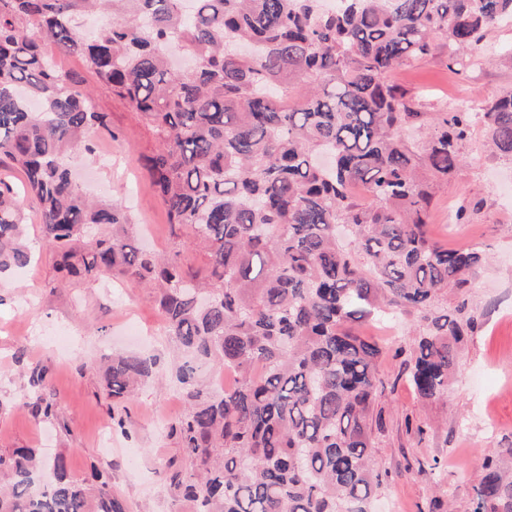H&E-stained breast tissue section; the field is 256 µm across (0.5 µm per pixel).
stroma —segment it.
I'll return each mask as SVG.
<instances>
[{
    "instance_id": "obj_1",
    "label": "stroma",
    "mask_w": 512,
    "mask_h": 512,
    "mask_svg": "<svg viewBox=\"0 0 512 512\" xmlns=\"http://www.w3.org/2000/svg\"><path fill=\"white\" fill-rule=\"evenodd\" d=\"M512 47V27L487 35L476 64L455 73L448 68V47L389 71L387 82L404 88L418 111L441 112L457 97L487 100L512 91V67L501 58ZM56 67L81 74L98 111L107 113L109 130L89 134V150L68 158L87 193L121 198L131 229L154 251L168 253L172 237L164 205L154 192L142 158L156 142L125 104L89 71L79 56L49 49ZM0 179L19 194L24 211L25 244L34 261L0 275V455L31 448L46 460L61 457L72 478L85 481L102 473L127 512H191L188 502L169 490L165 471L181 462L182 450L167 433V423L186 408L175 383L147 382L123 407L113 408L103 393V360L112 352H139L168 368L173 355L154 290L127 277L60 282L54 256L43 246L35 201L22 191V177L0 168ZM512 183V162L496 157L475 129L464 149V166L438 195L429 222L434 238L452 247L470 241L485 244L491 255L472 279L478 328L464 343L459 373L444 401L424 402L404 373L399 348L416 338L410 319H399L396 335L384 324L364 327L383 341L379 370L388 384L380 405L384 429L375 453L393 479L378 512H426L435 487L419 465L439 463L444 479L458 490L460 512L477 481L482 449L512 445V393L496 384H512V198L502 185ZM468 221L455 223L459 209ZM48 370L45 394L56 405L51 421L36 420L19 405L30 393L28 369ZM429 424L423 437L408 434L406 418Z\"/></svg>"
}]
</instances>
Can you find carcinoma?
Wrapping results in <instances>:
<instances>
[{
    "mask_svg": "<svg viewBox=\"0 0 512 512\" xmlns=\"http://www.w3.org/2000/svg\"><path fill=\"white\" fill-rule=\"evenodd\" d=\"M182 2L0 0V160L37 201L60 272L160 289L184 355L172 371L186 404L169 426L183 449L175 496L193 512H374L390 481L375 456L387 384L360 327L415 317L408 382L422 401L448 397L484 254L437 243L429 213L475 125L512 161V92L476 112H419L385 74L439 37L448 69L467 70L512 0ZM98 14L109 23L88 40L80 21ZM47 45L80 55L154 136L145 161L170 253L142 248L121 202L89 199L73 178L67 158L107 115ZM22 224L0 181V274L30 262ZM197 360L232 370L234 384L212 395ZM159 374L153 357L114 356L105 394L120 404ZM20 405L55 417L42 395ZM53 469L42 484L33 449L0 455V512H126L107 482L92 500L65 459ZM478 470L469 512H512V448L481 451Z\"/></svg>",
    "mask_w": 512,
    "mask_h": 512,
    "instance_id": "carcinoma-1",
    "label": "carcinoma"
}]
</instances>
